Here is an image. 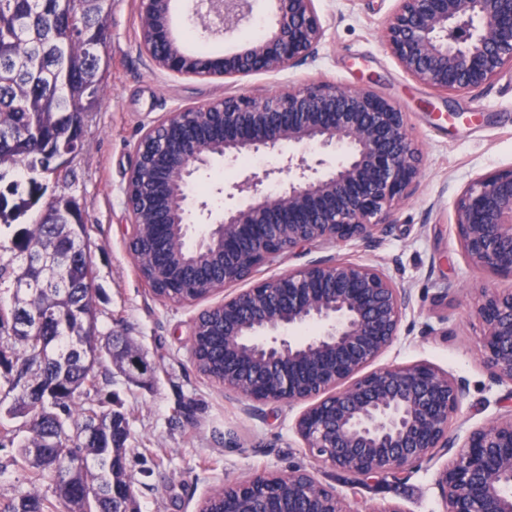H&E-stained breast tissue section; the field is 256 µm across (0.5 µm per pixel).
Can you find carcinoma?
<instances>
[{"label": "carcinoma", "mask_w": 512, "mask_h": 512, "mask_svg": "<svg viewBox=\"0 0 512 512\" xmlns=\"http://www.w3.org/2000/svg\"><path fill=\"white\" fill-rule=\"evenodd\" d=\"M89 32L73 33L60 28L59 17L73 9L74 0H0V182L13 172L27 181L11 182L0 189V219H17L39 204L44 187L32 173L55 170V161L77 151L78 128L83 126L73 111L86 100L102 103L98 78L102 57L100 48L107 35V21L98 0H83ZM55 213V223L38 219L33 227L18 230L8 251L11 258L0 261V283L24 278L25 259L36 249L51 248L62 257L52 267L50 277L30 287L27 305L32 314L45 318L37 333L13 334L18 348L8 361L9 391L15 393L19 410L34 415L33 436L19 443L20 457L33 482L49 478L53 499L34 492L19 501L0 504V512H82L79 487L108 485L112 455L122 456L129 429L126 417L119 413L102 414V433L95 447L83 446L79 435H71L55 444L44 439L45 427L56 421L61 407L71 421L77 413L88 414L94 408L91 393L99 392L100 379L94 366L100 363L98 341L101 331L92 305V289L85 284L89 269L86 255V225L72 203L61 198L44 204ZM142 275L151 282L160 298L174 303L196 301L209 295L203 279L188 288L175 286L169 275L145 256L137 244L131 245ZM223 316L216 308L199 322L198 342L209 344L221 328ZM44 351L47 371L53 382L52 400L27 395L20 381ZM196 365L207 376L224 383L222 355L211 348L198 354ZM87 396L81 407L80 396ZM40 448L58 462L56 470L38 458H30L28 449Z\"/></svg>", "instance_id": "carcinoma-1"}]
</instances>
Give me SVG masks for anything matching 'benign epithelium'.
<instances>
[{
    "label": "benign epithelium",
    "mask_w": 512,
    "mask_h": 512,
    "mask_svg": "<svg viewBox=\"0 0 512 512\" xmlns=\"http://www.w3.org/2000/svg\"><path fill=\"white\" fill-rule=\"evenodd\" d=\"M140 46L161 72L222 79L228 92L209 104L179 109L147 129L134 149L124 187L133 214L134 178L149 135H189L169 169V223L190 232L189 217L208 225L196 249H224L212 290L251 280L258 269L325 245L373 246L391 232L395 213L414 194L423 154L407 115L368 86L325 81L245 95L247 76L294 68L313 58L325 36L315 0H271L264 32L236 52L211 57L186 50L174 35L172 0H139ZM382 43L402 70L438 93L469 94L512 70V0H397ZM252 0H195L203 29L230 35L251 18ZM278 154L282 165L251 174L224 191L214 213L190 195V179L214 158ZM280 174L277 189L271 175ZM454 226L470 267L488 282L470 294L468 311L483 324L480 362L491 378L512 384V167L467 184L454 203ZM224 389L251 406L304 403L296 432L320 465L352 483L398 479L452 453L434 485L444 512H512V416L451 435L465 383L427 363L371 368L399 336L410 295L382 269L338 257L312 261L224 296ZM319 325L302 341L290 330ZM100 416L81 426L97 442ZM125 479V476H120ZM118 479V480H120ZM112 487L84 493L87 509L109 500L128 512ZM360 512L347 498L300 468L260 473L206 496L219 512Z\"/></svg>",
    "instance_id": "obj_1"
}]
</instances>
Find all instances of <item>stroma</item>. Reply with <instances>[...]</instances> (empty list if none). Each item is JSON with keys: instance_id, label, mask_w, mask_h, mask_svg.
I'll return each instance as SVG.
<instances>
[{"instance_id": "1", "label": "stroma", "mask_w": 512, "mask_h": 512, "mask_svg": "<svg viewBox=\"0 0 512 512\" xmlns=\"http://www.w3.org/2000/svg\"><path fill=\"white\" fill-rule=\"evenodd\" d=\"M102 6L108 25L100 69L105 100L86 114L81 146L65 156L63 177L42 173L38 179L46 199L70 200L81 211L100 331L129 337L150 366L136 378L108 358L96 368L108 377L100 398L129 423L125 464L138 512H197L203 498L224 484L295 467L314 471L363 506L392 501L405 512H443L435 463L422 464L401 481L352 486L343 475L320 468L304 448L295 428L301 405L247 408L197 369L193 323L200 312L223 302L224 294L173 304L149 290L128 250L123 187L140 136L176 109L223 98L224 82L160 72L140 47L138 0H103ZM174 6L177 32L187 47L224 51L223 37L189 20L190 0H175ZM396 6L397 0H315L325 29L315 58L279 73L243 78L237 89L250 95L318 80L367 85L406 112L423 154L417 188L377 245L354 242L339 254L383 268L398 287L408 289L407 331L379 362H425L465 378L468 392L452 424L453 434L462 437L512 416V386L492 380L479 361L482 326L466 301L482 279L464 258L454 228L461 188L479 175L512 166V73L504 72L477 93L434 92L407 75L382 44L383 24ZM277 164L273 155L217 160L196 175L191 192L216 209L223 198L215 187ZM18 457L17 448L0 447V501L35 491L51 496V483L31 484Z\"/></svg>"}]
</instances>
